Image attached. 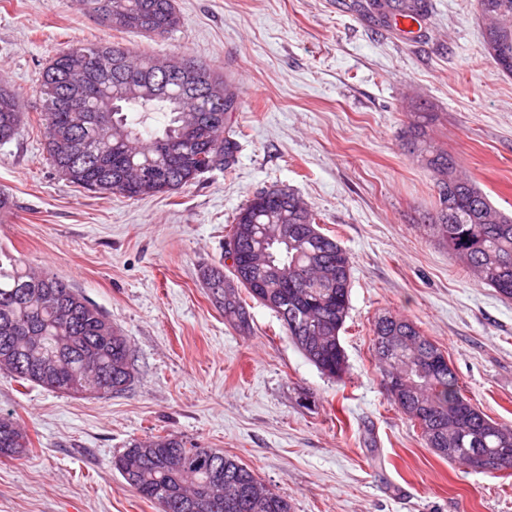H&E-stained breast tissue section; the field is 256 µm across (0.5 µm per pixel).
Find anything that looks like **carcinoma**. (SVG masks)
I'll list each match as a JSON object with an SVG mask.
<instances>
[{
	"instance_id": "cac0c4a2",
	"label": "carcinoma",
	"mask_w": 512,
	"mask_h": 512,
	"mask_svg": "<svg viewBox=\"0 0 512 512\" xmlns=\"http://www.w3.org/2000/svg\"><path fill=\"white\" fill-rule=\"evenodd\" d=\"M88 12L115 30H136L163 37L180 25L174 0H87ZM388 24L396 16L425 15L429 0H373ZM486 21L484 51L512 75V0H477ZM95 52L116 70L103 88L89 91L92 112L75 120L65 109H40L45 150L69 183L91 193L128 199L169 194L192 184L200 174L230 167L238 143L224 130L226 113L237 93L224 74L184 57L200 71L201 89L180 111L179 81L159 73L171 97L135 96L128 77L153 68L159 57L133 56L119 44L79 45L59 52L44 69L39 98L68 95L79 52ZM160 112L162 128L147 118ZM406 131L413 158L433 173L438 205L423 214V227L448 248L470 275L512 299V215L493 205L473 181L459 175L453 158L425 139L427 112L411 109ZM21 123L17 94L0 76V144L10 141ZM288 216V243L258 252L278 220ZM229 241L234 263L206 267L208 297L235 329L251 330L246 299L272 309L286 335L322 374L343 379L347 361L340 333L350 309L351 260L338 241L320 231L314 211L281 188L256 193L239 209ZM264 287H258V283ZM247 297H242V293ZM399 337L389 350L385 339ZM409 319L385 312L373 328L374 355L386 380H403L390 401L418 423L426 447L442 459L472 469H512V427L477 409L463 394L442 350L423 343ZM0 370L15 378L72 397H106L123 391L133 363L126 336L112 327L93 304L64 280L36 274L20 258L0 248ZM31 445L11 414L0 415V457H20ZM114 468L136 493L158 503L163 512H293L288 498L267 488L248 465L216 448H201L174 433L134 441L113 460Z\"/></svg>"
}]
</instances>
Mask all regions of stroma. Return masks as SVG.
Here are the masks:
<instances>
[{"label":"stroma","instance_id":"stroma-1","mask_svg":"<svg viewBox=\"0 0 512 512\" xmlns=\"http://www.w3.org/2000/svg\"><path fill=\"white\" fill-rule=\"evenodd\" d=\"M355 0H176L165 37L99 24L79 0H0V76L18 94V135L0 145V246L70 281L127 337L131 382L74 398L0 371V411L28 453L0 458V512H161L113 470L134 440L175 433L251 467L294 512H512V469L477 471L426 448L391 404L372 324L412 320L471 403L512 425V300L469 276L421 224L438 195L408 151L412 105L493 204L512 211V77L483 52L475 0H430L411 38L361 16ZM187 55L239 90L227 124L238 149L174 193L130 200L65 181L44 150L38 84L79 44ZM277 186L316 213L351 258L341 333L348 371L322 375L275 312L253 302L230 326L201 270L224 262L238 209Z\"/></svg>","mask_w":512,"mask_h":512}]
</instances>
